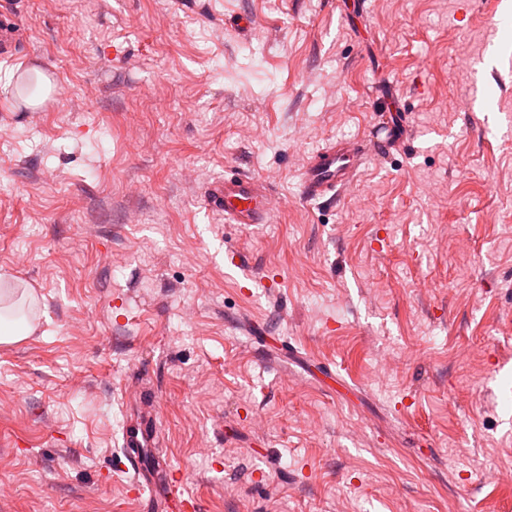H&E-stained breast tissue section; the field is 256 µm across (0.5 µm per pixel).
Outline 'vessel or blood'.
<instances>
[{"instance_id":"1","label":"vessel or blood","mask_w":512,"mask_h":512,"mask_svg":"<svg viewBox=\"0 0 512 512\" xmlns=\"http://www.w3.org/2000/svg\"><path fill=\"white\" fill-rule=\"evenodd\" d=\"M397 137L396 128H389L387 138L380 139L369 134L354 140H341L329 144L309 155L300 175V192L303 199L318 201L328 193L349 185L357 176L360 167L367 161L371 150L393 147ZM211 202L224 214L228 224H266L275 207L268 183L260 178L237 173L225 176L211 191ZM152 440L147 423L133 419L123 430V445L127 448H146ZM133 485L137 490H149L145 501L147 512H158L165 495L178 491L186 512H197L196 499L182 493L181 481L174 469H167L165 485H158L153 471L130 461Z\"/></svg>"}]
</instances>
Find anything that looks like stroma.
Instances as JSON below:
<instances>
[{"mask_svg":"<svg viewBox=\"0 0 512 512\" xmlns=\"http://www.w3.org/2000/svg\"><path fill=\"white\" fill-rule=\"evenodd\" d=\"M2 14L0 291L33 330L0 344V512H139L117 465L141 382L198 512H512L504 0ZM385 87L404 143L301 199ZM230 169L270 223L212 209Z\"/></svg>","mask_w":512,"mask_h":512,"instance_id":"1","label":"stroma"}]
</instances>
